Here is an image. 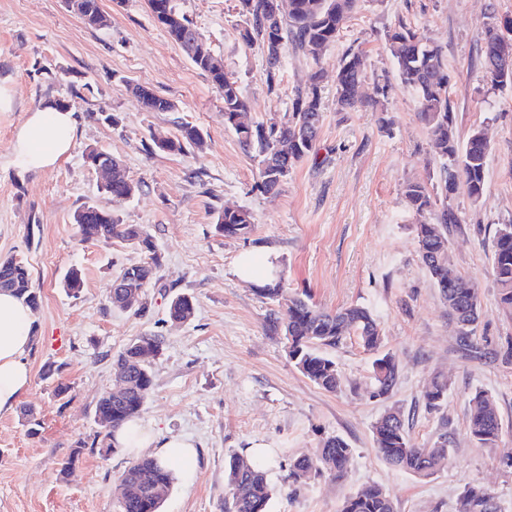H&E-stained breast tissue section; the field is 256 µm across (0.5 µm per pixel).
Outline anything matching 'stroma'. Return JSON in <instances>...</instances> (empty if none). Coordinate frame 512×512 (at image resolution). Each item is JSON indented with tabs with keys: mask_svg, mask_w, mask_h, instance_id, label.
Instances as JSON below:
<instances>
[{
	"mask_svg": "<svg viewBox=\"0 0 512 512\" xmlns=\"http://www.w3.org/2000/svg\"><path fill=\"white\" fill-rule=\"evenodd\" d=\"M174 2L236 77L253 121H281L297 88L321 71L316 148L277 195H262L256 161L224 123L220 93L155 22L147 0H99L111 19L105 29L86 26L64 0H0V85L13 92L10 109L0 111V257L25 261L42 295L30 388L19 409L0 412V512H116L134 453L104 459L88 450L71 473L61 469L78 442L93 440L95 405L114 381V357L146 333L163 345L137 422L195 446L193 458L174 462L162 512H224V464L233 454L265 462L275 489L269 512H340L346 496L372 484L399 512H455L467 487L489 491L501 512H512V467L504 461L512 451V312L501 306L492 274L496 231L512 222V83L487 84L479 41L488 16L512 18V0H361L319 62L288 50L272 88L260 48L240 36L236 0ZM401 24L444 50L458 141L476 128L489 141L483 199L461 190L449 200L462 218L448 229L450 263L481 300L469 350L419 260L416 219L402 195L408 181L438 183L440 163L386 41ZM350 47L364 52L366 75L357 110L340 112L336 68ZM136 84L174 102L175 111H145L131 91ZM57 99L71 100L78 119L70 154L40 172L18 171L11 163L17 130L31 109ZM104 110L119 115L118 127L100 121ZM183 122L202 131L203 150L145 152L151 136H175ZM89 146L123 160L142 184L134 199L100 194V176L82 157ZM87 202L112 207L152 235L163 262L145 315L109 306L112 278L143 256L119 242L80 243L72 216ZM226 208L253 213L248 235L216 231ZM246 254L270 257L289 293L318 308L368 307L398 366L393 391L375 396L374 355L354 338L330 352L341 375L336 392L304 377L283 336L266 328L271 304L237 273ZM73 267L84 278L75 297L60 286ZM179 293L196 301L183 324L167 315ZM49 363L71 386L65 398L43 376ZM437 376L448 382L447 398L430 410L423 392ZM478 391L497 405L501 432L492 447L469 432V400ZM25 408L40 423L37 435ZM391 409L408 418L416 443L447 441L448 461L435 475L393 469L378 455L373 427ZM331 436L353 450L347 476L289 488V458L314 455Z\"/></svg>",
	"mask_w": 512,
	"mask_h": 512,
	"instance_id": "35a3bbf8",
	"label": "stroma"
}]
</instances>
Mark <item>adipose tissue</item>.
Masks as SVG:
<instances>
[{"label": "adipose tissue", "instance_id": "ef3b65f1", "mask_svg": "<svg viewBox=\"0 0 512 512\" xmlns=\"http://www.w3.org/2000/svg\"><path fill=\"white\" fill-rule=\"evenodd\" d=\"M76 118L73 112L60 111L51 104H43L30 111L12 143V161L23 171H39L53 167L73 146ZM34 315L17 297L0 292V412L12 410L28 392L31 369L28 354L34 336ZM118 447H155V456L161 464L187 459L192 445L180 437L157 442L149 434L139 441H131L129 429L115 434Z\"/></svg>", "mask_w": 512, "mask_h": 512}]
</instances>
